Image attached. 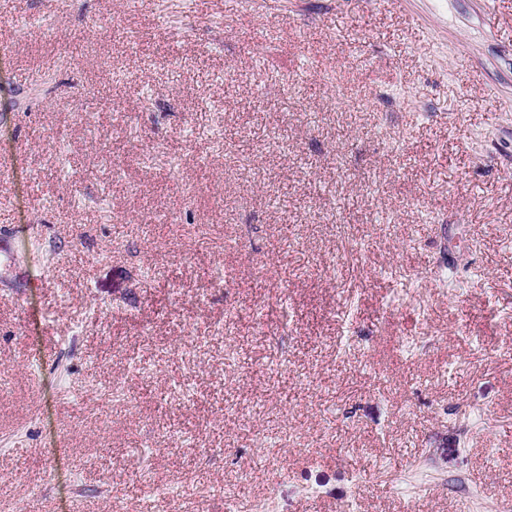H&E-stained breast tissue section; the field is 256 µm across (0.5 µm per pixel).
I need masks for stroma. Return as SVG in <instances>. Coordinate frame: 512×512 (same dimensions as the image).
I'll return each instance as SVG.
<instances>
[{
    "instance_id": "obj_1",
    "label": "stroma",
    "mask_w": 512,
    "mask_h": 512,
    "mask_svg": "<svg viewBox=\"0 0 512 512\" xmlns=\"http://www.w3.org/2000/svg\"><path fill=\"white\" fill-rule=\"evenodd\" d=\"M1 44L0 512L512 507V0H0Z\"/></svg>"
}]
</instances>
